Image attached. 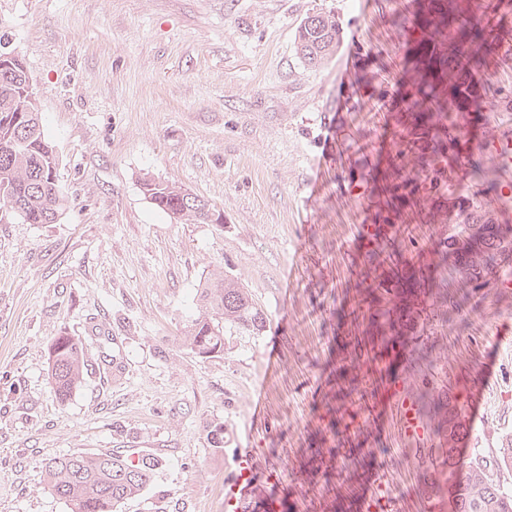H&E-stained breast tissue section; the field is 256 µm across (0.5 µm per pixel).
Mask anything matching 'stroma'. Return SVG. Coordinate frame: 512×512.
<instances>
[{
	"label": "stroma",
	"instance_id": "35a3bbf8",
	"mask_svg": "<svg viewBox=\"0 0 512 512\" xmlns=\"http://www.w3.org/2000/svg\"><path fill=\"white\" fill-rule=\"evenodd\" d=\"M419 0H0V51L22 57L69 205L51 224L0 209V512H70L43 481L50 459L113 449L157 460L152 482L119 512H224V477L251 449L252 512H357L374 478L375 512H448L423 472L435 440L402 438L376 417L387 384L472 400L462 464L483 460L512 491V292L469 289L442 321L425 303L406 349L429 362L372 359L402 297L372 291L388 254L435 265L468 201L502 215L496 166L475 140L512 128V16L482 4L472 19L500 32L481 43L475 95L452 112L449 185L392 206L381 182L417 104L407 33ZM334 15L335 53L310 68L297 32ZM484 168L489 182L475 180ZM181 184L224 215L180 224L141 190L144 176ZM390 215L370 242L363 225ZM504 215V214H503ZM226 275L267 316L257 334L224 331V352L183 346L196 290ZM85 345L80 386L59 402L48 349ZM224 425L212 448L206 426Z\"/></svg>",
	"mask_w": 512,
	"mask_h": 512
}]
</instances>
